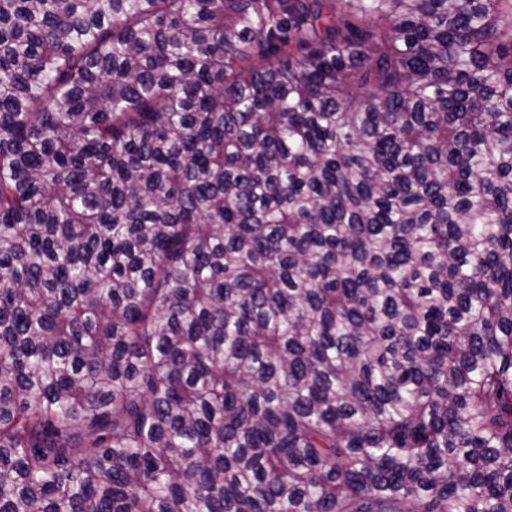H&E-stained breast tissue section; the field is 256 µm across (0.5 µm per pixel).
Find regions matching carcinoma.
Here are the masks:
<instances>
[{"mask_svg":"<svg viewBox=\"0 0 512 512\" xmlns=\"http://www.w3.org/2000/svg\"><path fill=\"white\" fill-rule=\"evenodd\" d=\"M0 512H512V0H0Z\"/></svg>","mask_w":512,"mask_h":512,"instance_id":"obj_1","label":"carcinoma"}]
</instances>
